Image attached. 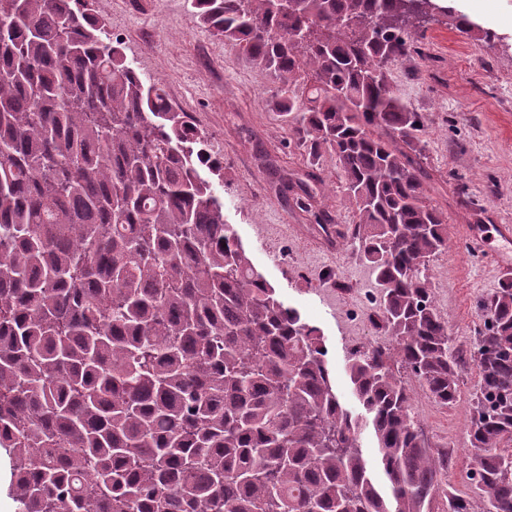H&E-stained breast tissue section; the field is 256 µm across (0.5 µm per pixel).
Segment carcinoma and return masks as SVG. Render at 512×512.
<instances>
[{
    "label": "carcinoma",
    "mask_w": 512,
    "mask_h": 512,
    "mask_svg": "<svg viewBox=\"0 0 512 512\" xmlns=\"http://www.w3.org/2000/svg\"><path fill=\"white\" fill-rule=\"evenodd\" d=\"M273 79L308 154L330 153L353 224L315 229L368 264L384 343L348 352L259 272L214 182L224 162L164 87L126 62L92 0H0V451L14 512H512V281L479 304L469 494L442 482L411 382L460 397L434 304L448 217L413 155L423 124L387 81L432 0H189ZM372 428L379 475L360 436Z\"/></svg>",
    "instance_id": "carcinoma-1"
}]
</instances>
